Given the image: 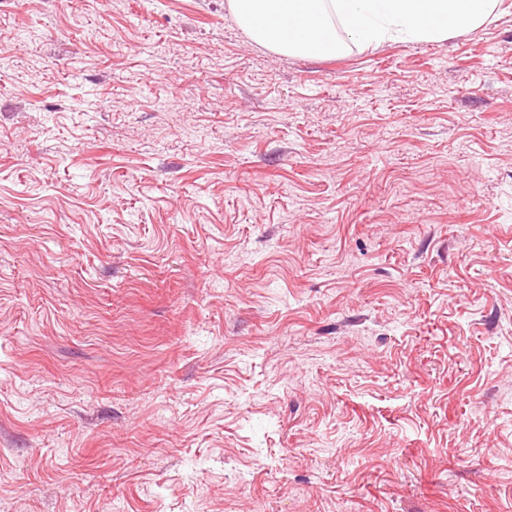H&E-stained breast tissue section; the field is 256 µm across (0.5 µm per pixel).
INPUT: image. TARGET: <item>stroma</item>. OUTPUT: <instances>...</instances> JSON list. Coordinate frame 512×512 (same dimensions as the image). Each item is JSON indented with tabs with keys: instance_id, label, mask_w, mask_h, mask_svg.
<instances>
[{
	"instance_id": "obj_1",
	"label": "stroma",
	"mask_w": 512,
	"mask_h": 512,
	"mask_svg": "<svg viewBox=\"0 0 512 512\" xmlns=\"http://www.w3.org/2000/svg\"><path fill=\"white\" fill-rule=\"evenodd\" d=\"M0 512H512V0H0Z\"/></svg>"
}]
</instances>
